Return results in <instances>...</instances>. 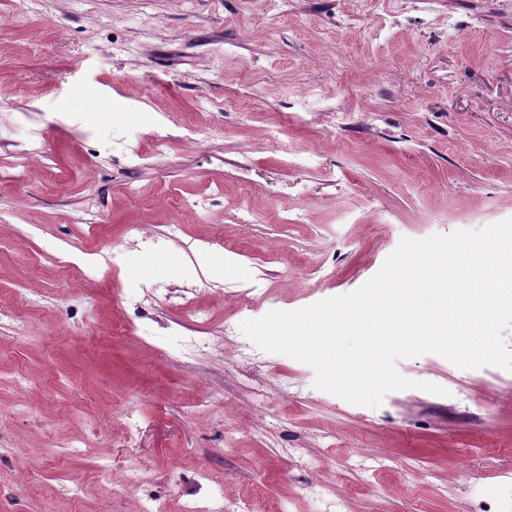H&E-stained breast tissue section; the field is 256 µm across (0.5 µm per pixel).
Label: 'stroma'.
Instances as JSON below:
<instances>
[{
	"label": "stroma",
	"instance_id": "stroma-1",
	"mask_svg": "<svg viewBox=\"0 0 512 512\" xmlns=\"http://www.w3.org/2000/svg\"><path fill=\"white\" fill-rule=\"evenodd\" d=\"M509 218L512 0H0V512H496L512 372L400 359L445 395L360 406L240 324ZM93 245L134 303L57 261ZM99 477L102 481L112 483V488H120L123 491L136 487L141 480L140 470L126 469L119 475L107 465L102 464L99 469ZM182 512H251L253 511L247 501L224 500V486L214 485L207 501L204 503L185 504Z\"/></svg>",
	"mask_w": 512,
	"mask_h": 512
}]
</instances>
